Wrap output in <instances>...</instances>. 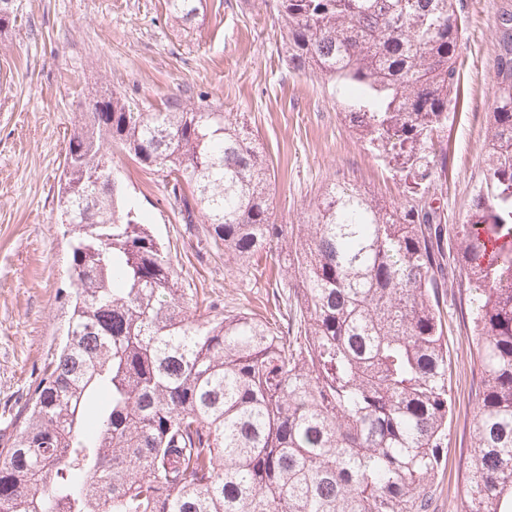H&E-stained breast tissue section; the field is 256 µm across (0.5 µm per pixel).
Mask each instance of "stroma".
Listing matches in <instances>:
<instances>
[{"instance_id": "stroma-1", "label": "stroma", "mask_w": 512, "mask_h": 512, "mask_svg": "<svg viewBox=\"0 0 512 512\" xmlns=\"http://www.w3.org/2000/svg\"><path fill=\"white\" fill-rule=\"evenodd\" d=\"M0 28V437L44 362L65 338L70 255L56 221L58 177L78 106L110 91L163 107L172 96L209 93L224 111L245 114L268 163L274 218L302 223L328 183L349 182L385 201L412 195L343 123L330 84L294 72L281 50L274 0H201L184 27L166 0H13ZM464 72L460 102L448 116L444 173L429 192L448 228L463 224L484 183L485 140L495 100L496 19L512 0H462ZM112 170L164 243L185 290L226 310L279 315L271 275L277 255L249 266L226 265L202 251L168 208L161 178L117 151ZM459 241L448 239V288L440 304L448 338L454 406L445 467L434 482L431 512H462L465 467L481 390L470 339Z\"/></svg>"}]
</instances>
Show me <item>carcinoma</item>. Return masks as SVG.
<instances>
[{
  "label": "carcinoma",
  "mask_w": 512,
  "mask_h": 512,
  "mask_svg": "<svg viewBox=\"0 0 512 512\" xmlns=\"http://www.w3.org/2000/svg\"><path fill=\"white\" fill-rule=\"evenodd\" d=\"M199 0H167L185 26ZM295 72L331 81L343 120L415 187L463 74L461 0H276ZM486 189L461 225L482 373L464 512H512V11L497 17ZM162 173L185 231L243 266L285 245L297 331L197 304L121 185L112 150ZM245 117L201 94L80 107L58 188L71 225V335L0 449V512H428L452 399L440 297L447 225L333 183L292 228Z\"/></svg>",
  "instance_id": "1"
}]
</instances>
